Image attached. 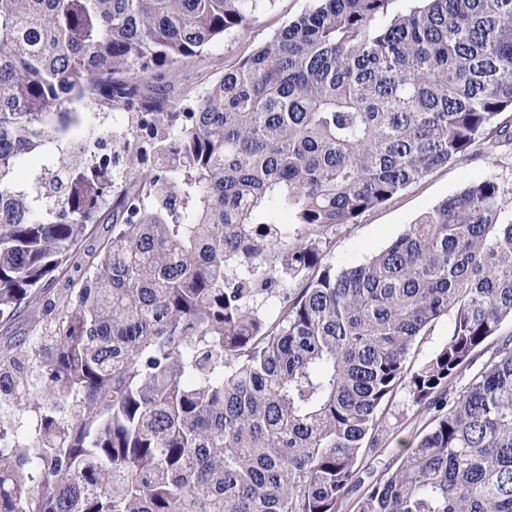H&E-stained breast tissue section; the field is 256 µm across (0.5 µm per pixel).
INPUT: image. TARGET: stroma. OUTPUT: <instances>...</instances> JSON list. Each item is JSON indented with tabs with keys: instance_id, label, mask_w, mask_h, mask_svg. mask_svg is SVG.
<instances>
[{
	"instance_id": "1",
	"label": "stroma",
	"mask_w": 512,
	"mask_h": 512,
	"mask_svg": "<svg viewBox=\"0 0 512 512\" xmlns=\"http://www.w3.org/2000/svg\"><path fill=\"white\" fill-rule=\"evenodd\" d=\"M313 5L314 0H272L258 10L248 32L216 39L201 54L183 60L165 88L166 97L175 103L178 111H195L207 88L225 69L252 54ZM489 176L495 177L501 187L503 221H512V150L491 149L480 144L469 157L433 170L391 201L363 213L356 223L332 229L328 262L339 269L364 263L396 240L422 214L465 185ZM45 301V296H38L7 326L0 327V348L41 333L47 323ZM415 418L410 398L405 391H397L379 413V429L386 439L387 451L373 456L376 466H384L391 457L403 452L407 443L414 441Z\"/></svg>"
}]
</instances>
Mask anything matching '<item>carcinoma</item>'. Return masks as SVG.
<instances>
[{
    "label": "carcinoma",
    "instance_id": "obj_1",
    "mask_svg": "<svg viewBox=\"0 0 512 512\" xmlns=\"http://www.w3.org/2000/svg\"><path fill=\"white\" fill-rule=\"evenodd\" d=\"M262 2L0 0V322L65 282L42 335L0 350V411L37 415L0 446V512H341L360 487L353 512H512L496 179L365 263L325 261L332 228L478 142H512V0H317L197 111L134 100ZM75 99L145 110L152 154L113 133L119 179L88 143L60 149ZM40 154L65 178L28 189L19 169ZM109 205L112 237L77 281ZM260 296L284 297L275 322ZM448 315V342L412 369ZM400 389L423 429L371 469Z\"/></svg>",
    "mask_w": 512,
    "mask_h": 512
}]
</instances>
